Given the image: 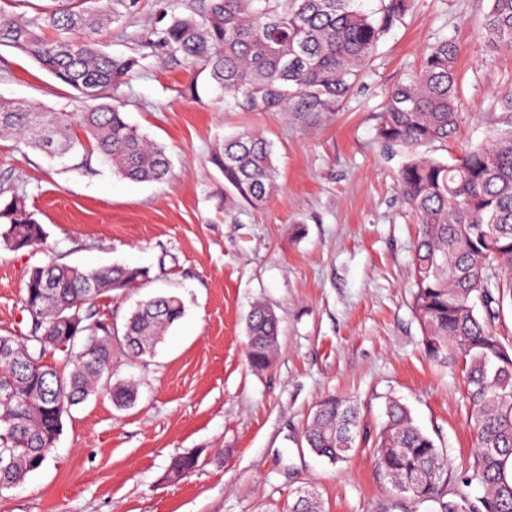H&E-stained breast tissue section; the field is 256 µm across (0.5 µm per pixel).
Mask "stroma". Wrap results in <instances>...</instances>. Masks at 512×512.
Returning <instances> with one entry per match:
<instances>
[{"label": "stroma", "instance_id": "obj_1", "mask_svg": "<svg viewBox=\"0 0 512 512\" xmlns=\"http://www.w3.org/2000/svg\"><path fill=\"white\" fill-rule=\"evenodd\" d=\"M489 0H416L380 42L363 84L316 122L237 112L182 95L181 57L153 48L161 14L201 13L204 0H139L100 36L107 51L139 65L117 95L127 120L163 145L172 173L137 182L99 160L52 161L0 137V189L16 187L43 225L47 250L0 245V334L29 330L22 296L32 267L53 261L86 270L138 267L147 278L96 300L98 319L122 329L139 301L177 296L184 314L153 355L112 353V379L137 398L113 404L106 389L62 417L46 463L0 494V512H291L315 489L325 512H373L392 498L376 476L370 439L387 398L448 455V484L485 494L473 480L477 449L467 422L465 375L424 356L413 308L411 263L419 231L397 174L407 156L376 137L387 89L416 71L438 40L459 49V122L424 154L453 161L484 140L496 92L512 88V50L487 52L481 21ZM0 97L48 112L81 102L17 49L0 46ZM243 130L274 145L277 187L258 207L224 202V177L208 158ZM264 303L280 319L266 371L246 360V317ZM350 397L368 438L334 465L307 448L303 431L325 395ZM193 455L184 477L172 460Z\"/></svg>", "mask_w": 512, "mask_h": 512}]
</instances>
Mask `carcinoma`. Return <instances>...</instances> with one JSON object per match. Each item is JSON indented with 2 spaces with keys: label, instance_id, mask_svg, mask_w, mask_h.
<instances>
[{
  "label": "carcinoma",
  "instance_id": "1",
  "mask_svg": "<svg viewBox=\"0 0 512 512\" xmlns=\"http://www.w3.org/2000/svg\"><path fill=\"white\" fill-rule=\"evenodd\" d=\"M31 15L0 8V45L27 54L56 80L78 92L79 112H43L0 98V137L13 136L52 158L95 154L134 181H163L171 172L165 148L129 124L114 92L139 65L134 57L102 49L100 33L133 12L138 0H52ZM361 0H206L204 12L173 16L154 26V44L179 54L194 70L184 95L198 98L199 79L242 112H279L316 121L336 111L367 76L384 36L415 0H379L367 12ZM487 47L512 49V0H490L482 19ZM458 50L443 39L426 53L421 68L394 84L379 114L377 136L408 154L399 190L419 216L412 263L414 310L426 357L465 373L468 423L478 450L473 478L485 486L480 505L463 490L447 498L448 461L434 440L395 399L372 442L378 475L398 497L376 512H412L431 502L433 512H512V346L494 330L504 298H512V92L491 103L494 128L487 139L453 162L419 148L446 142L458 121ZM273 143L242 131L224 140L211 163L224 175L225 195L250 206L276 188ZM0 243L21 250L46 233L14 191L0 205ZM146 271L121 265L84 270L69 265L35 266L26 281L23 307L30 329L0 335V492L41 468L54 448L62 418L88 399L112 373V332L86 306L116 288L143 281ZM184 313L173 296L140 303L125 324L120 347L131 360L152 352ZM279 319L258 303L247 317V360L270 368L279 343ZM79 337L85 355L44 358L61 336ZM112 401L136 399L130 383L109 387ZM360 413L346 397L329 395L305 429L311 452L332 464L359 447ZM197 458L175 459L172 476L194 469ZM292 512H323L321 501L299 491Z\"/></svg>",
  "mask_w": 512,
  "mask_h": 512
}]
</instances>
